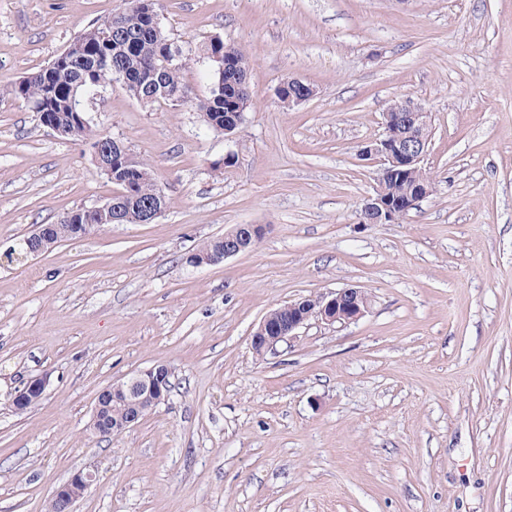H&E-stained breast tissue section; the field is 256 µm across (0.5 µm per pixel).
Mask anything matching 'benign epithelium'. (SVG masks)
Listing matches in <instances>:
<instances>
[{
  "mask_svg": "<svg viewBox=\"0 0 512 512\" xmlns=\"http://www.w3.org/2000/svg\"><path fill=\"white\" fill-rule=\"evenodd\" d=\"M382 138L360 146L358 155L363 160L380 163L374 193L364 200L360 210V221L364 224H389L405 217L418 203L434 192V181H429L404 194L393 197L386 193L384 181L402 182L409 169L423 165L433 135L432 113L424 111L407 100H397L383 114ZM112 197L102 204L84 207L74 216L72 235L81 238L91 229H101L109 222L119 220L122 206L128 200L127 193L120 188L122 181L112 179ZM264 235L261 224H238L224 233V249L220 252L198 257L191 253L186 261L192 266L211 265L223 262L251 249ZM37 246L28 250V255L37 256L56 246L44 229L38 227L30 235ZM370 298L361 288H340L315 298H300L288 303V320L272 322L263 318L251 336L253 351L263 356L277 351V346L296 338V331L315 319L326 324L355 322L368 312ZM172 370L157 364L133 372L126 380L112 383L102 389L92 409V419L102 405L110 399H118L126 406L124 417L112 424V434L118 435L135 428L140 423L142 405L152 406L165 402L170 393ZM46 378L33 377L27 381L25 390L13 400L14 407L21 408L30 395H42ZM95 479V470H79L67 482L57 487L50 501L59 512H72L74 503L82 498Z\"/></svg>",
  "mask_w": 512,
  "mask_h": 512,
  "instance_id": "benign-epithelium-1",
  "label": "benign epithelium"
}]
</instances>
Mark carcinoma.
Instances as JSON below:
<instances>
[{"mask_svg":"<svg viewBox=\"0 0 512 512\" xmlns=\"http://www.w3.org/2000/svg\"><path fill=\"white\" fill-rule=\"evenodd\" d=\"M159 10L160 0H126L124 25L120 29L102 35L101 28L112 17L95 21L78 35L82 49L77 55L59 59L51 68H42L19 81L0 86V96L22 101L43 125L55 123L63 128H75L73 138L90 144L93 149L108 142L107 135L92 124L89 112L96 96L112 86V70L117 68L126 76L124 89L142 103L171 106L194 103L207 125L217 131L240 121L242 113L247 111L245 102L250 100L246 82L248 57L220 37L211 39L205 55H222L225 69L221 73L216 70L207 73L212 84L209 95L196 100L182 75L192 58L183 52L179 60L169 62L177 44L155 21ZM77 112L82 117L79 123ZM139 169L140 172L130 175L132 198L138 204L159 201L160 189L150 163L143 161ZM72 213L74 210H67L56 223L44 224L42 228L54 240H68ZM123 415L120 404L110 403L102 411L101 430L94 434L107 436L112 422Z\"/></svg>","mask_w":512,"mask_h":512,"instance_id":"cac0c4a2","label":"carcinoma"}]
</instances>
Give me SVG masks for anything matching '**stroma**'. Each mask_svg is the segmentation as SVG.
<instances>
[{"label": "stroma", "instance_id": "35a3bbf8", "mask_svg": "<svg viewBox=\"0 0 512 512\" xmlns=\"http://www.w3.org/2000/svg\"><path fill=\"white\" fill-rule=\"evenodd\" d=\"M125 0H0V84L46 66ZM206 97L213 37L248 56L235 136L120 86L91 114L148 160L166 206L21 262L0 260V512H46L85 467L74 512H512V0H161ZM290 76L315 96L282 104ZM395 99L431 112L435 191L364 224ZM89 147L0 100V253L112 195ZM238 224L253 250L194 267ZM356 286L349 324L275 353L272 308ZM155 364L168 400L132 430H89L98 393ZM49 384L17 412L32 377ZM94 479V468L78 470L67 482L53 491L50 501L59 509V512H72L74 503L84 496Z\"/></svg>", "mask_w": 512, "mask_h": 512}]
</instances>
